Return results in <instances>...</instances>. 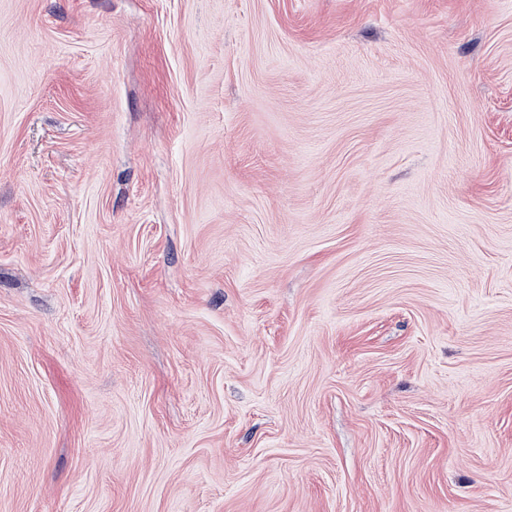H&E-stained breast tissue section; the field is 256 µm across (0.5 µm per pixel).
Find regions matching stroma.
<instances>
[{"label":"stroma","instance_id":"1","mask_svg":"<svg viewBox=\"0 0 512 512\" xmlns=\"http://www.w3.org/2000/svg\"><path fill=\"white\" fill-rule=\"evenodd\" d=\"M0 512H512V0H0Z\"/></svg>","mask_w":512,"mask_h":512}]
</instances>
